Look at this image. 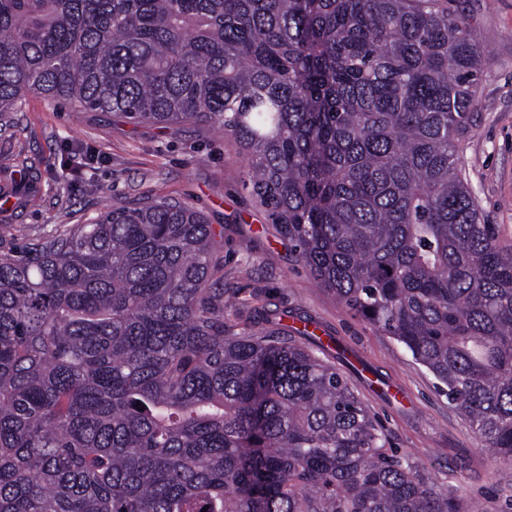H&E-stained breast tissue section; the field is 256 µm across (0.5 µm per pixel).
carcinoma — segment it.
Returning a JSON list of instances; mask_svg holds the SVG:
<instances>
[{"label":"carcinoma","mask_w":512,"mask_h":512,"mask_svg":"<svg viewBox=\"0 0 512 512\" xmlns=\"http://www.w3.org/2000/svg\"><path fill=\"white\" fill-rule=\"evenodd\" d=\"M485 56L448 0H0V112L41 94L234 136L321 286L512 462V252L456 142ZM194 207L0 254V512H453L284 327L224 328Z\"/></svg>","instance_id":"obj_1"}]
</instances>
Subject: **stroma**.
I'll list each match as a JSON object with an SVG mask.
<instances>
[{
    "label": "stroma",
    "instance_id": "35a3bbf8",
    "mask_svg": "<svg viewBox=\"0 0 512 512\" xmlns=\"http://www.w3.org/2000/svg\"><path fill=\"white\" fill-rule=\"evenodd\" d=\"M470 16L486 57L474 88L462 174L482 223L512 250V0H453ZM245 152L205 123L161 127L120 112H86L43 95L24 96L0 118V253L13 255L90 223L108 208L161 197L202 211L215 232L213 281L224 323L258 330L263 311L316 322L351 345L375 386L348 365L337 370L414 472L448 493L454 512H512V463L492 456L435 387V378L381 328L319 286L294 244L246 187ZM402 386L393 398L389 383Z\"/></svg>",
    "mask_w": 512,
    "mask_h": 512
}]
</instances>
